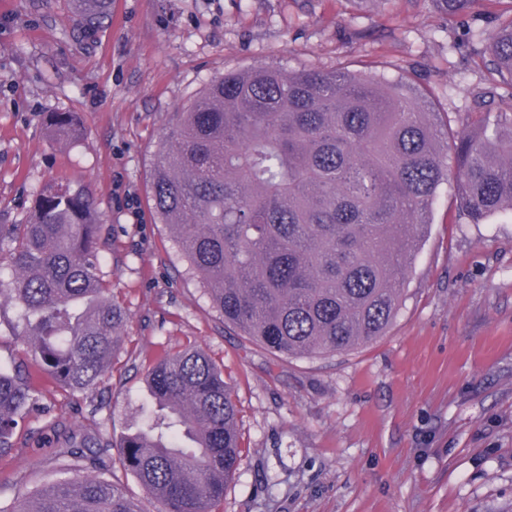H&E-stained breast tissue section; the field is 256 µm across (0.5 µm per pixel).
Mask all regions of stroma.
Segmentation results:
<instances>
[{
    "label": "stroma",
    "instance_id": "obj_1",
    "mask_svg": "<svg viewBox=\"0 0 512 512\" xmlns=\"http://www.w3.org/2000/svg\"><path fill=\"white\" fill-rule=\"evenodd\" d=\"M503 0L450 20L436 0H112L91 37L75 0H0V224L27 223L49 182L87 184L101 274L127 310L96 392L28 359L38 408L0 458V500L63 478L65 433L112 443L151 414L144 379L202 347L222 370L243 447L223 512H512V216L469 223L442 189L385 336L345 354L282 357L225 324L152 210L154 154L183 104L225 70L401 71L452 128L480 98ZM82 134L55 142L47 119ZM49 128L56 141L71 142L80 135L81 127L74 112H53L49 118Z\"/></svg>",
    "mask_w": 512,
    "mask_h": 512
}]
</instances>
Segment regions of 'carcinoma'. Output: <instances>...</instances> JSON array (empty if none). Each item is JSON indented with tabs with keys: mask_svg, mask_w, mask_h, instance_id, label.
Wrapping results in <instances>:
<instances>
[{
	"mask_svg": "<svg viewBox=\"0 0 512 512\" xmlns=\"http://www.w3.org/2000/svg\"><path fill=\"white\" fill-rule=\"evenodd\" d=\"M88 35L112 0H75ZM478 0H438L446 15ZM483 102L512 76V14L489 42ZM57 141L80 135L73 112H53ZM471 224L512 213V110L451 131L406 75L385 83L346 67L227 70L181 112L159 145L153 209L224 323L274 355L327 356L386 334L430 224L441 186ZM102 225L85 185L49 183L27 224L0 225L10 275L0 297L42 371L88 395L120 352L128 315L100 275ZM149 422L60 452L84 475L17 499L0 512H142L112 481L131 473L157 512H216L242 446L237 407L206 352L170 354L148 372ZM36 405L31 379L0 368V457Z\"/></svg>",
	"mask_w": 512,
	"mask_h": 512,
	"instance_id": "carcinoma-1",
	"label": "carcinoma"
}]
</instances>
